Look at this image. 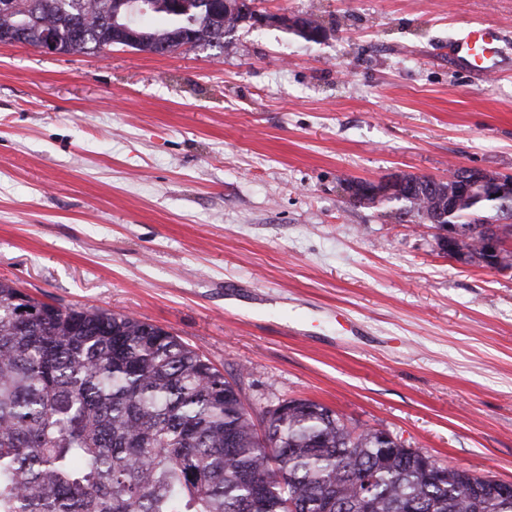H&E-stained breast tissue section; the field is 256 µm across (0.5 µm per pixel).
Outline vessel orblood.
I'll return each mask as SVG.
<instances>
[{
    "label": "vessel or blood",
    "mask_w": 512,
    "mask_h": 512,
    "mask_svg": "<svg viewBox=\"0 0 512 512\" xmlns=\"http://www.w3.org/2000/svg\"><path fill=\"white\" fill-rule=\"evenodd\" d=\"M500 41L499 28L470 26L454 49V62L480 76L499 72L512 64V57L503 52Z\"/></svg>",
    "instance_id": "b4317fda"
}]
</instances>
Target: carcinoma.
<instances>
[{
  "mask_svg": "<svg viewBox=\"0 0 512 512\" xmlns=\"http://www.w3.org/2000/svg\"><path fill=\"white\" fill-rule=\"evenodd\" d=\"M0 30L65 54L114 45L224 47V0H180L160 25L122 33L114 0H10ZM403 215L437 206L396 196ZM499 212L489 196L446 218ZM252 413L171 332L126 313L55 306L0 279V512H512L505 482L439 465L310 399Z\"/></svg>",
  "mask_w": 512,
  "mask_h": 512,
  "instance_id": "carcinoma-1",
  "label": "carcinoma"
}]
</instances>
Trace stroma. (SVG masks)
Segmentation results:
<instances>
[{"label": "stroma", "mask_w": 512, "mask_h": 512, "mask_svg": "<svg viewBox=\"0 0 512 512\" xmlns=\"http://www.w3.org/2000/svg\"><path fill=\"white\" fill-rule=\"evenodd\" d=\"M223 48L0 44V278L179 336L261 411L320 402L512 482V270L448 259L344 178L512 174V68L448 44L512 0H258ZM350 320L349 328L336 319ZM249 9L245 10L244 18L239 22L241 24H249L254 28L264 27H286L290 26L293 29L301 32L310 40H319L322 37L323 29L315 30L314 25H311L307 16H297L288 14H271L262 12L258 9L256 1L249 3L246 2Z\"/></svg>", "instance_id": "35a3bbf8"}]
</instances>
